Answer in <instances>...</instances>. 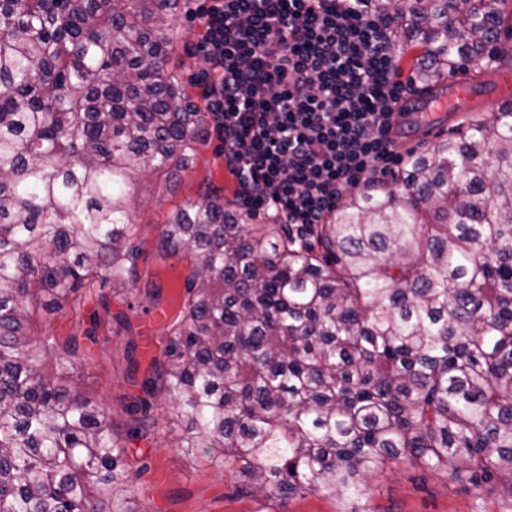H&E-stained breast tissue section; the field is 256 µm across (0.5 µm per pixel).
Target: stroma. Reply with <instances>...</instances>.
Masks as SVG:
<instances>
[{"mask_svg": "<svg viewBox=\"0 0 512 512\" xmlns=\"http://www.w3.org/2000/svg\"><path fill=\"white\" fill-rule=\"evenodd\" d=\"M174 24L181 35L175 63L188 94L195 98V80L205 66L195 51L200 33L188 16L176 15ZM207 186L229 199L238 190L236 176L224 163V143L215 133L174 182L150 180L141 186L132 208L134 243L140 248L139 282L124 290L105 287L109 310H102L96 294H86L80 313L39 318L31 332L58 344L76 335L79 327H95L94 340L81 343L79 373L87 392L124 436L134 512H340V501L320 491L294 498L284 507L262 496H237L230 472L212 464L202 449L187 452L174 446L180 429L168 402H160L153 411L154 432L128 434V409L142 397L153 363L164 358L191 270L185 252L160 256L159 232L173 210L198 199ZM368 493L372 512H490L493 500L492 494L448 485L435 472L407 461L370 476Z\"/></svg>", "mask_w": 512, "mask_h": 512, "instance_id": "obj_1", "label": "stroma"}]
</instances>
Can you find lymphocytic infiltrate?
<instances>
[{
    "instance_id": "lymphocytic-infiltrate-1",
    "label": "lymphocytic infiltrate",
    "mask_w": 512,
    "mask_h": 512,
    "mask_svg": "<svg viewBox=\"0 0 512 512\" xmlns=\"http://www.w3.org/2000/svg\"><path fill=\"white\" fill-rule=\"evenodd\" d=\"M195 20L203 95L243 207L321 224L396 160L405 88L373 0H209Z\"/></svg>"
}]
</instances>
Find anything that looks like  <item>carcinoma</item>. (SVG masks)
<instances>
[{
  "mask_svg": "<svg viewBox=\"0 0 512 512\" xmlns=\"http://www.w3.org/2000/svg\"><path fill=\"white\" fill-rule=\"evenodd\" d=\"M188 0H0V512H132L126 448L77 378L79 339L30 334L82 291L139 280L132 198L210 123L172 66ZM418 91L497 66L512 8L377 0ZM210 191L175 210L187 299L130 435L172 403L177 447L241 497L319 490L373 512L400 459L512 512V108L467 119L324 224H255Z\"/></svg>",
  "mask_w": 512,
  "mask_h": 512,
  "instance_id": "cac0c4a2",
  "label": "carcinoma"
}]
</instances>
